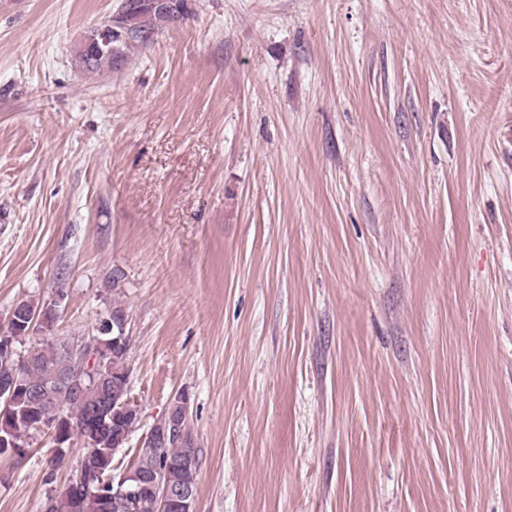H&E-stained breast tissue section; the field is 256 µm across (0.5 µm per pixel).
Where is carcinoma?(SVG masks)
Instances as JSON below:
<instances>
[{"mask_svg":"<svg viewBox=\"0 0 512 512\" xmlns=\"http://www.w3.org/2000/svg\"><path fill=\"white\" fill-rule=\"evenodd\" d=\"M134 5L135 20L133 35L112 41V47H104L93 55L79 51V64L88 71L112 68L116 58L123 55L124 49L134 42H141V34L148 38L163 27L184 18L185 13L174 15L168 11L152 9L141 0H128ZM57 319L56 309L50 305L37 308L28 302L18 304L15 320L0 334V339L16 341L32 328L51 330ZM70 342L51 339L44 348L24 360L20 384L10 396L8 409L0 405V436L12 437L21 442V435L36 432L40 423H61L68 427L69 436L88 438L94 449L92 468L103 469V474L112 473V457L115 449L122 448L132 432L137 420L121 413L113 414L112 426L106 433H100L98 425L88 406L101 400L112 401V381L125 370L129 357L128 338L107 345L109 365L98 372L96 377L71 378L73 371ZM179 438L167 443L164 448L150 452L141 451L137 455L135 469L149 478L162 477L170 487L179 489L188 486L196 489L197 467L185 469L178 460L187 453L196 451L195 439L188 420L179 423ZM99 479L90 474L87 484H68L62 493L47 499L44 512H152L148 493L132 499L120 495L116 488L99 489Z\"/></svg>","mask_w":512,"mask_h":512,"instance_id":"obj_1","label":"carcinoma"}]
</instances>
